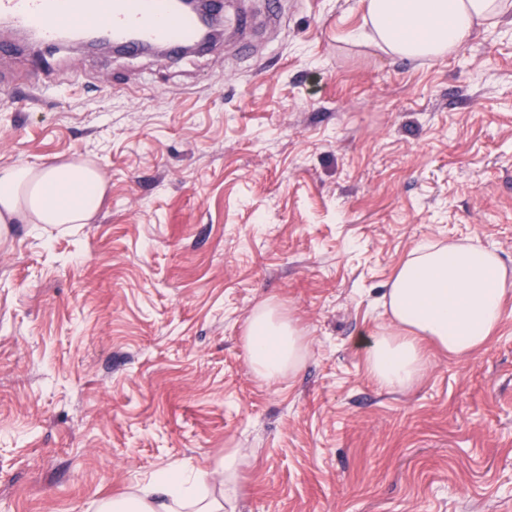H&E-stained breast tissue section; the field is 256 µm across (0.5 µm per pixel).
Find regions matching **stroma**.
<instances>
[{
    "instance_id": "obj_1",
    "label": "stroma",
    "mask_w": 512,
    "mask_h": 512,
    "mask_svg": "<svg viewBox=\"0 0 512 512\" xmlns=\"http://www.w3.org/2000/svg\"><path fill=\"white\" fill-rule=\"evenodd\" d=\"M177 59L69 45L0 100V167L96 165L86 224L0 229V512H95L153 472L245 463L236 512H512V298L465 360L411 387L360 336L426 240L512 267V22L439 60L350 41L362 0H285L278 26ZM306 345L274 382L262 303ZM244 344L254 373L267 381L293 372L303 357V339L290 319L273 308L257 309L250 317Z\"/></svg>"
}]
</instances>
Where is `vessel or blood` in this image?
<instances>
[{
	"mask_svg": "<svg viewBox=\"0 0 512 512\" xmlns=\"http://www.w3.org/2000/svg\"><path fill=\"white\" fill-rule=\"evenodd\" d=\"M0 19L14 34L33 33L44 48L67 34H97L113 46L177 54L201 48L198 22L178 0H0Z\"/></svg>",
	"mask_w": 512,
	"mask_h": 512,
	"instance_id": "b4317fda",
	"label": "vessel or blood"
}]
</instances>
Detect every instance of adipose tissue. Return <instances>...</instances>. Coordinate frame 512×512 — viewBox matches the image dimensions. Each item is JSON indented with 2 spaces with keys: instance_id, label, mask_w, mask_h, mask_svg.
Instances as JSON below:
<instances>
[{
  "instance_id": "obj_1",
  "label": "adipose tissue",
  "mask_w": 512,
  "mask_h": 512,
  "mask_svg": "<svg viewBox=\"0 0 512 512\" xmlns=\"http://www.w3.org/2000/svg\"><path fill=\"white\" fill-rule=\"evenodd\" d=\"M511 16L512 0H367L362 39L394 58L438 60L469 44L489 19ZM106 192L99 171L78 161L0 168V224H86ZM511 293L512 271L479 242L419 244L382 297L390 326L367 346V374L382 388L411 386L426 367V341L469 358L500 326ZM244 344L254 373L267 381L302 361V337L270 307L252 314ZM242 465L230 449L213 471L167 467L132 493L101 501L97 512H233Z\"/></svg>"
}]
</instances>
